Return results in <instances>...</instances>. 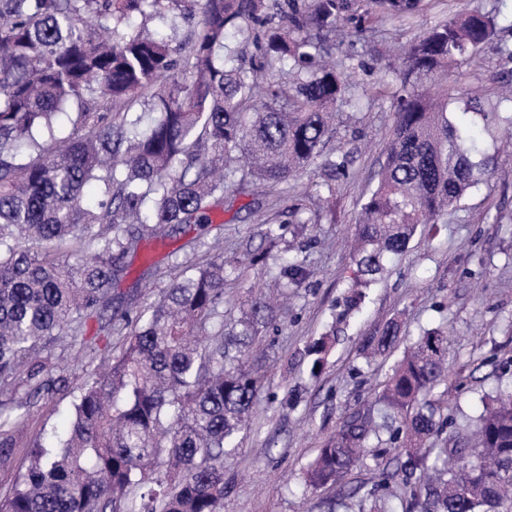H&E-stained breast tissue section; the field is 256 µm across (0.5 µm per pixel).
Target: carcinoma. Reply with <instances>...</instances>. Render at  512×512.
I'll list each match as a JSON object with an SVG mask.
<instances>
[{
	"instance_id": "obj_1",
	"label": "carcinoma",
	"mask_w": 512,
	"mask_h": 512,
	"mask_svg": "<svg viewBox=\"0 0 512 512\" xmlns=\"http://www.w3.org/2000/svg\"><path fill=\"white\" fill-rule=\"evenodd\" d=\"M393 15L422 0H373ZM196 7L179 48L134 27ZM357 0H0V381L31 399L47 384L51 355L36 351L82 332L112 302L125 258L145 237L204 227L230 184L279 185L324 155L346 78L325 60V38L355 19ZM236 29L255 42L248 68L224 43ZM496 19L465 12L433 25L402 51V78L385 161L356 224L352 287L402 254L417 228L437 224L490 175L471 129L448 111L489 117L480 97L432 78L496 34ZM290 62L295 78L271 74ZM150 106L135 112V106ZM65 117L66 133L55 122ZM98 185L87 202L83 188ZM298 282L303 261L281 267ZM240 331L224 336V255L174 280L139 317L110 368L78 387L69 433L35 441L31 464L0 512H223L224 456L236 447L265 388L244 348L273 318L271 301L247 294ZM393 319L364 339L392 352ZM447 334L425 331L396 361L377 411L354 412L306 472L312 488L364 464L369 441L407 457L401 512H512V390L476 420V444L454 436L435 390L446 376ZM334 335L309 348L313 366ZM23 415L0 411V462Z\"/></svg>"
}]
</instances>
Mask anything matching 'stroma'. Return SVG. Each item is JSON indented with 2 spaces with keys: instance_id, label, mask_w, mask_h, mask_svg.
<instances>
[{
  "instance_id": "obj_1",
  "label": "stroma",
  "mask_w": 512,
  "mask_h": 512,
  "mask_svg": "<svg viewBox=\"0 0 512 512\" xmlns=\"http://www.w3.org/2000/svg\"><path fill=\"white\" fill-rule=\"evenodd\" d=\"M465 9L493 15L501 32L450 71L448 82L461 93L494 99L500 86L512 81L499 53L501 43L512 46V0H423L411 17L374 11L361 34L356 22L339 21L331 55L337 70L350 77L354 103L337 111L329 145L335 156L345 157L348 171L335 196L320 200L319 186L328 173L319 164L277 186L229 189L223 212L206 231L179 233L162 243L144 239L126 259L127 274L112 288V305L100 324L116 352L139 313L155 305L186 266L209 259L213 243L224 248L225 331L240 318L247 287L287 289V306L260 328L251 347L252 359L267 371L268 386L253 405L248 429L239 433L237 448L224 458V512H368L380 473L373 462L317 490L306 487L304 474L343 420L374 403L375 389L396 357L366 358L361 344L392 319L404 323V346L426 329L447 333L443 399L459 425L460 443L469 441L483 398L512 385V377L500 372L512 363V152H497L495 142L504 117L512 115L510 102L474 126L484 154L493 159L492 178L470 190L433 229L417 232L406 251L364 288L356 309L343 307L354 269L347 239L377 183L394 124L383 87L400 85L397 55L403 45ZM295 205L315 216V223L289 222L288 210ZM271 225L283 233L273 243L265 236ZM296 254L304 259L306 274L287 286L278 272ZM331 330L336 340L320 372L312 373L309 346ZM51 351L49 388L15 433L8 461L0 463V500L26 472L36 438L68 433L77 388L97 376L105 355L79 340L57 343Z\"/></svg>"
}]
</instances>
